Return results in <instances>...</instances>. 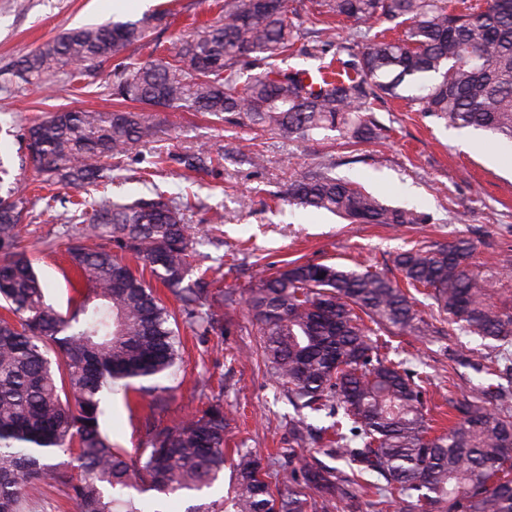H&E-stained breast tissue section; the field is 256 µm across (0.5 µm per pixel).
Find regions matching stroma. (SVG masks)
Returning a JSON list of instances; mask_svg holds the SVG:
<instances>
[{
  "label": "stroma",
  "mask_w": 512,
  "mask_h": 512,
  "mask_svg": "<svg viewBox=\"0 0 512 512\" xmlns=\"http://www.w3.org/2000/svg\"><path fill=\"white\" fill-rule=\"evenodd\" d=\"M117 9L113 0H0V68L69 29L104 21H135L147 14L160 18L154 41L170 48L195 20L215 18L211 0H151L138 6L127 0ZM110 68L102 66L83 91L68 79L54 77L48 86L19 84L12 94L0 93V154L20 155V135L35 117L67 109L112 112L118 105L105 91ZM153 143L137 147L127 160L123 192H144L139 180L155 149L175 154L201 149L213 165L191 172L172 164L156 176L171 193L187 194L195 205L191 224L203 242L195 266L224 293V333L198 336L181 328L182 362L175 374L158 379L166 407L148 403L128 406L123 392L106 395L101 425L117 448L134 452L143 445L147 421L173 425L218 399L229 426L224 447L233 461L238 446L252 448L262 463L276 470L300 468L322 446L325 414H307L308 434L297 445L292 424L299 418L284 388L266 372L261 338L244 304V293L261 269L277 270L292 260L337 263L350 268L391 270L395 255L411 246H433L456 238L470 240L475 261L495 273L492 302L512 308V143L479 132L483 151L463 150L462 131L448 129L404 101L385 99L374 112L383 128L377 141L345 143L335 133L301 143L249 125L220 123L195 112L156 108ZM248 146L264 156L260 167L240 154ZM327 165L383 197L386 203L426 213L421 224L392 228L351 224L321 211L280 208L277 197L302 171ZM18 190L31 202L37 219L24 236L36 257L35 270L44 282L46 300L57 311L74 304V278L67 249L73 242L63 205L45 209L33 170L18 173ZM379 350L424 376L428 413L437 425L448 423L452 402L480 397L489 407H512V370L499 366L500 352L480 339L451 329L424 339L392 334L377 338Z\"/></svg>",
  "instance_id": "stroma-1"
}]
</instances>
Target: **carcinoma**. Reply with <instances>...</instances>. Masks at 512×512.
Here are the masks:
<instances>
[{"instance_id":"obj_1","label":"carcinoma","mask_w":512,"mask_h":512,"mask_svg":"<svg viewBox=\"0 0 512 512\" xmlns=\"http://www.w3.org/2000/svg\"><path fill=\"white\" fill-rule=\"evenodd\" d=\"M217 17L182 35L169 57L136 62L126 51L145 41L153 16L64 32L26 53L0 77L48 83L58 73L79 84L112 63L106 87L115 99L172 111L243 121L294 141L325 132L370 140L382 128L372 105L387 97L448 129L483 130L512 141V0L448 7L444 0H312V15L355 26L364 38L384 22L401 29L343 46L349 59L305 72L283 68L294 56L324 55L331 40H307L288 0H217ZM155 125L144 111H59L24 128L21 143L41 182L79 192L68 222L76 241L68 259L82 289L63 315L45 301V284L27 250L22 224L33 219L16 196L12 165L0 158V512H32L33 483L62 489L73 512H162L166 499L210 488L224 470L227 420L220 401L174 425L157 426L134 454L112 447L102 430L103 394L134 380L171 374L179 362L176 316L143 276L112 254L114 243L149 269L180 301L184 323L202 336L224 334V296L192 273L197 232L193 204L153 186L135 198L99 197L91 188L114 181L132 150L148 144ZM212 165L203 151L154 152L159 170ZM291 209L326 210L355 224H419L412 209L392 206L364 186L310 169L283 193ZM94 238L89 245L85 240ZM473 244L399 252L400 282L372 269L290 262L260 274L245 303L263 341L264 365L292 402L326 410L336 421L325 454L347 456L351 474L319 465L289 469L272 483L249 448L237 450L232 493L187 512H322L347 499L385 505L391 489L400 512H512V409L479 398L452 405L448 430L431 435L422 386L402 361L378 353L382 330L435 333L416 309L414 289L464 336L512 342V312L491 304L493 275L472 263ZM69 457L79 476L61 462ZM379 474L386 485L367 479ZM156 493L144 503L130 490Z\"/></svg>"}]
</instances>
